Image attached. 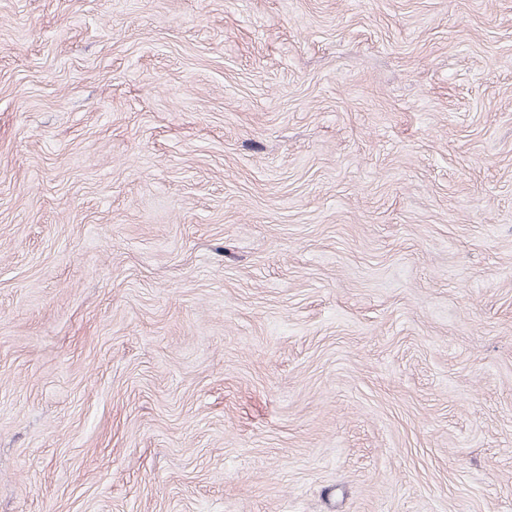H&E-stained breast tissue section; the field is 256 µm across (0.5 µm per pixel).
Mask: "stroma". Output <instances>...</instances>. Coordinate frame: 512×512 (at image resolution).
Instances as JSON below:
<instances>
[{"label":"stroma","instance_id":"stroma-1","mask_svg":"<svg viewBox=\"0 0 512 512\" xmlns=\"http://www.w3.org/2000/svg\"><path fill=\"white\" fill-rule=\"evenodd\" d=\"M0 512H512V0H0Z\"/></svg>","mask_w":512,"mask_h":512}]
</instances>
